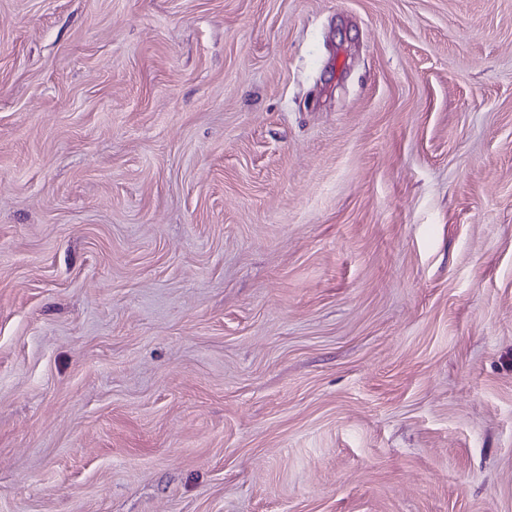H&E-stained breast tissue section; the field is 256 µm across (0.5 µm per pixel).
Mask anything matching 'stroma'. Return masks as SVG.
<instances>
[{"label": "stroma", "instance_id": "35a3bbf8", "mask_svg": "<svg viewBox=\"0 0 512 512\" xmlns=\"http://www.w3.org/2000/svg\"><path fill=\"white\" fill-rule=\"evenodd\" d=\"M0 512H512V0H0Z\"/></svg>", "mask_w": 512, "mask_h": 512}]
</instances>
